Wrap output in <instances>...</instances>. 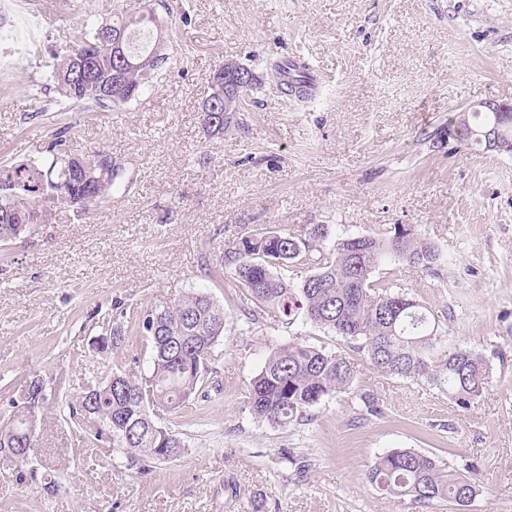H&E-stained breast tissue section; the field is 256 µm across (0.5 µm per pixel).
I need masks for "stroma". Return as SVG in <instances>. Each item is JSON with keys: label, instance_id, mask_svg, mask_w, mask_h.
Here are the masks:
<instances>
[{"label": "stroma", "instance_id": "35a3bbf8", "mask_svg": "<svg viewBox=\"0 0 512 512\" xmlns=\"http://www.w3.org/2000/svg\"><path fill=\"white\" fill-rule=\"evenodd\" d=\"M144 0H28L0 20V160L111 151L125 169L87 216L59 209L0 248V424L42 380L47 402L27 464L0 459V512H453L382 495L369 463L412 448L463 468L479 491L466 512H512V153L459 144L458 111L512 104V0H173V53L117 112L56 103L51 69L85 16L138 14ZM304 57L321 94H285L274 66ZM234 59L257 86L238 124L204 132L216 66ZM329 225L333 237L408 224L432 242V271L388 260L374 278L438 313L449 345L490 369L463 410L424 382L390 376L331 331L271 316L248 323L223 257L241 237ZM204 289L223 305L209 385L165 427L185 443L168 462L128 466L69 416L87 379L140 375L144 310ZM126 341L102 355L100 337ZM299 342L356 358L353 388L287 427L249 411L271 349ZM380 415L361 416L360 395ZM291 458L275 463L280 449Z\"/></svg>", "mask_w": 512, "mask_h": 512}]
</instances>
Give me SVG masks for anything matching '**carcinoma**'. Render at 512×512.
<instances>
[{
    "mask_svg": "<svg viewBox=\"0 0 512 512\" xmlns=\"http://www.w3.org/2000/svg\"><path fill=\"white\" fill-rule=\"evenodd\" d=\"M160 29L155 11L129 18L114 15L110 21L86 23L53 67V79L65 109L96 106L118 111L128 101H116L102 92L112 85V54L102 42L123 29L132 35L139 27ZM166 44L156 48L149 39L130 45L132 65L122 76L123 86L137 99L170 59ZM14 173L19 195L0 190V242L28 232L35 223L40 202L88 215L108 201L115 179L90 187L94 202L77 209L61 195L57 183L69 176L55 157L0 164V177ZM330 229L313 224L293 232L267 236L251 234L240 239L243 251L224 252V266L232 270L256 309L245 307L246 322L258 312L269 313L285 324L299 319L324 327L366 353L378 370L399 378L420 380L448 394L460 409L481 396L489 368L477 353L448 347L439 336L440 315L389 285H379L373 273L386 257L430 270L440 259L435 245L421 238L408 224H396L385 237L338 238L327 244ZM290 263L314 268L311 279L292 287L278 270ZM224 306L208 292L194 289L177 302L145 310L143 334L151 354L147 373L131 376L121 370L112 381L88 380L73 419L101 424L112 435V447L130 463L169 461L181 455V438L160 425L177 414L207 383V367L215 344L224 336ZM354 360L307 344L276 346L251 381V414L273 427H286L306 418L315 406L351 389L357 377ZM27 409L15 411L0 428V449L35 448L37 437L26 436ZM368 482L382 494L411 496L428 503L447 500L465 507L476 494L475 483L452 466L444 467L433 456L400 449L377 457L366 470Z\"/></svg>",
    "mask_w": 512,
    "mask_h": 512,
    "instance_id": "cac0c4a2",
    "label": "carcinoma"
}]
</instances>
